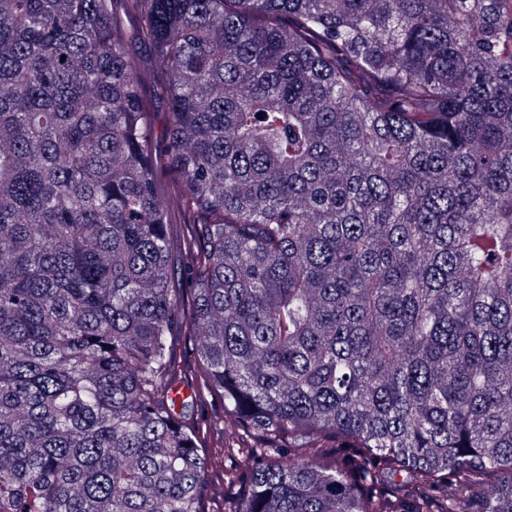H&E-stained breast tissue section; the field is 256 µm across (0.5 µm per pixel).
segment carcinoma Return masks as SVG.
Instances as JSON below:
<instances>
[{
  "label": "carcinoma",
  "mask_w": 512,
  "mask_h": 512,
  "mask_svg": "<svg viewBox=\"0 0 512 512\" xmlns=\"http://www.w3.org/2000/svg\"><path fill=\"white\" fill-rule=\"evenodd\" d=\"M0 512H512V0H0ZM192 342L187 336H176L173 341V351L182 369L191 374L195 368V357L192 351Z\"/></svg>",
  "instance_id": "carcinoma-1"
}]
</instances>
